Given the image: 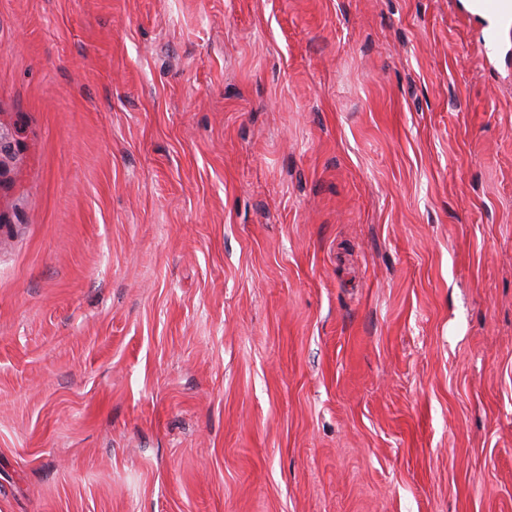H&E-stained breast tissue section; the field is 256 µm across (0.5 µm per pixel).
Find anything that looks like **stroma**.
<instances>
[{"label": "stroma", "instance_id": "stroma-1", "mask_svg": "<svg viewBox=\"0 0 512 512\" xmlns=\"http://www.w3.org/2000/svg\"><path fill=\"white\" fill-rule=\"evenodd\" d=\"M462 2L0 0V512H512Z\"/></svg>", "mask_w": 512, "mask_h": 512}]
</instances>
